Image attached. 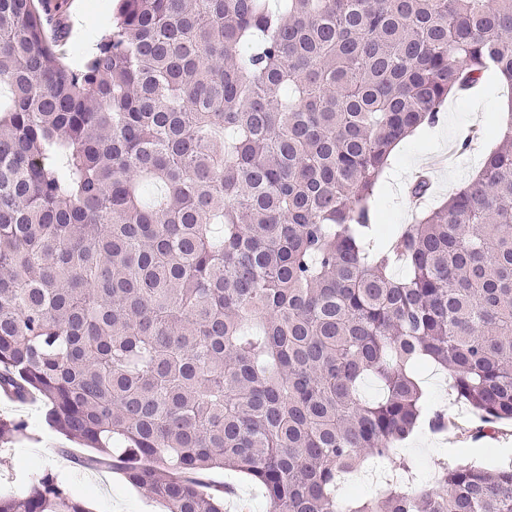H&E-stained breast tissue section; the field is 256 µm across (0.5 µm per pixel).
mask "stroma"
Wrapping results in <instances>:
<instances>
[{"label":"stroma","instance_id":"1","mask_svg":"<svg viewBox=\"0 0 512 512\" xmlns=\"http://www.w3.org/2000/svg\"><path fill=\"white\" fill-rule=\"evenodd\" d=\"M115 0H67L64 15L68 22L86 18L95 37L111 30L115 18ZM512 101V87L489 76L483 85L464 95L449 98L442 123L417 130L406 138L389 177L379 181L376 190L377 221L398 230L414 223L418 211L412 204L411 187L418 173H427L432 205H440L449 193L462 186L472 172L479 170L500 138L494 119ZM480 126L482 136L470 143L460 161L450 160L462 134ZM418 377L426 400L432 406L450 410L454 424L435 435L422 430L403 442L387 461L390 469L409 464L417 482L432 484L440 465L469 464L488 469L512 464V423H503L497 438H477L472 434L477 420L466 405L453 402L447 372L431 364H420ZM49 407L42 401L13 402L0 395V416L26 421L30 438L0 441V493L23 495L29 481L43 473H52L70 493L89 507L90 512H162L161 504L146 490L129 484L120 471L109 464L87 466L89 448L66 440L47 423ZM211 481L230 485L233 496L224 502V512H265L266 502L260 488L228 470L209 472Z\"/></svg>","mask_w":512,"mask_h":512}]
</instances>
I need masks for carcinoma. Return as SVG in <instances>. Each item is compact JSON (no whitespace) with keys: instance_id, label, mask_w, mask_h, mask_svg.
I'll return each instance as SVG.
<instances>
[{"instance_id":"carcinoma-1","label":"carcinoma","mask_w":512,"mask_h":512,"mask_svg":"<svg viewBox=\"0 0 512 512\" xmlns=\"http://www.w3.org/2000/svg\"><path fill=\"white\" fill-rule=\"evenodd\" d=\"M280 2L117 0L70 66L61 0H0V392L165 512H224L213 469L267 512H512V465L336 493L452 423L425 417L423 362L477 435L512 420V122L476 179L371 238L392 146L487 73L512 85V0ZM0 512L89 510L47 473ZM369 466H364L361 470L346 477L344 482L341 484L342 494L348 497H377L386 488V482L381 484H371L368 482L357 480L362 477L368 471ZM366 469V470H365ZM208 477L216 484L224 483L230 485L234 495L226 497L224 501V512H241L236 507V500L247 505L248 509L243 512H266V502L260 488L251 481L241 478L237 473L228 470H214L208 473Z\"/></svg>"}]
</instances>
